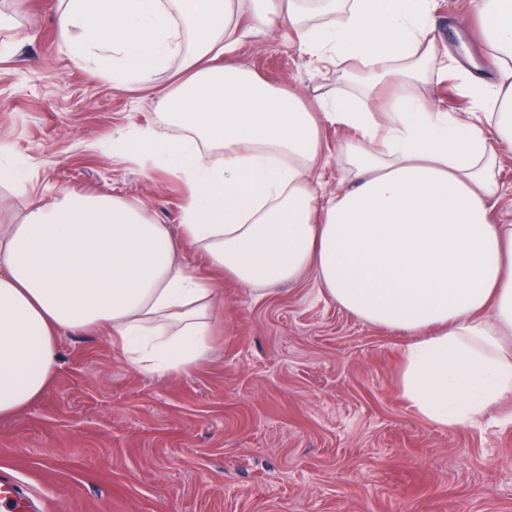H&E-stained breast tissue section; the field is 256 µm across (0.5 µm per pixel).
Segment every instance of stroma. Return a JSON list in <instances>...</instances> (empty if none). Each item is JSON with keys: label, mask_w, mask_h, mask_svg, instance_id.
Listing matches in <instances>:
<instances>
[{"label": "stroma", "mask_w": 512, "mask_h": 512, "mask_svg": "<svg viewBox=\"0 0 512 512\" xmlns=\"http://www.w3.org/2000/svg\"><path fill=\"white\" fill-rule=\"evenodd\" d=\"M61 0H0V215L95 191L178 228L181 179L128 152L127 134L166 133L148 87L118 88L60 49ZM441 64L418 93L474 108L458 71L489 74L469 0H433ZM236 60L305 102L361 96L367 73L301 51L287 26H257ZM212 350L187 373L145 375L101 334L60 337L47 392L0 418V475L45 512H512V396L480 423L445 428L398 391L402 336L322 294L312 273L257 295L218 284Z\"/></svg>", "instance_id": "stroma-1"}]
</instances>
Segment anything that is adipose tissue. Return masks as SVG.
Wrapping results in <instances>:
<instances>
[{
  "label": "adipose tissue",
  "mask_w": 512,
  "mask_h": 512,
  "mask_svg": "<svg viewBox=\"0 0 512 512\" xmlns=\"http://www.w3.org/2000/svg\"><path fill=\"white\" fill-rule=\"evenodd\" d=\"M494 78L462 71L475 111L414 93L436 66L431 0H65L58 41L116 87H152L164 120L132 141L187 188L178 229L132 202L66 192L0 222V418L51 386L65 333L101 332L146 374L184 372L211 349L213 273L258 293L313 272L322 293L405 338L398 390L422 419L473 425L512 393V224L492 218L499 150L512 148V0H472ZM288 22L300 46L363 62L390 95L385 116L354 98L310 111L233 53L245 17ZM89 32L79 41L75 31ZM190 52L193 70L157 74ZM348 130L345 167L322 198V124ZM204 258L188 264L186 248Z\"/></svg>",
  "instance_id": "ef3b65f1"
}]
</instances>
